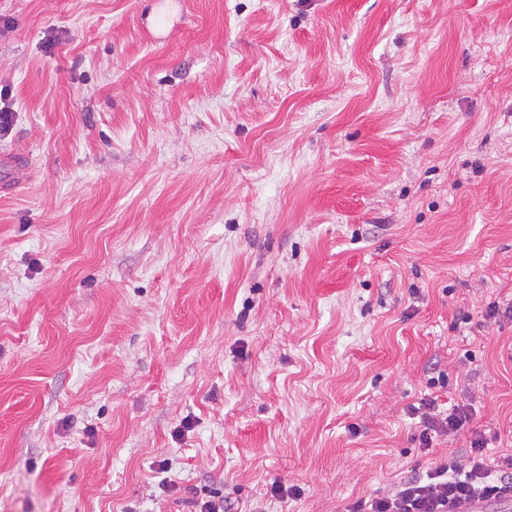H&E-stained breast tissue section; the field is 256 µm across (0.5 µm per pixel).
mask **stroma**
<instances>
[{
	"label": "stroma",
	"mask_w": 512,
	"mask_h": 512,
	"mask_svg": "<svg viewBox=\"0 0 512 512\" xmlns=\"http://www.w3.org/2000/svg\"><path fill=\"white\" fill-rule=\"evenodd\" d=\"M1 86L0 512H345L512 455V5L0 0ZM409 412L413 418H418V424L422 427L420 432L421 442L424 447H429L434 433L438 436L456 434L472 417V410L468 405H456L449 412L439 409L436 399H421L418 406H409Z\"/></svg>",
	"instance_id": "35a3bbf8"
}]
</instances>
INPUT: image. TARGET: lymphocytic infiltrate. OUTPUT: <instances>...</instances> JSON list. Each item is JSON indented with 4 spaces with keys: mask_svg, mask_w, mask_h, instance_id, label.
Here are the masks:
<instances>
[{
    "mask_svg": "<svg viewBox=\"0 0 512 512\" xmlns=\"http://www.w3.org/2000/svg\"><path fill=\"white\" fill-rule=\"evenodd\" d=\"M418 418L422 444L432 435L457 433L472 417L468 405L441 411L435 400L424 398L410 406ZM484 439L471 443L465 455L449 454L443 463L394 483L385 493L349 506L347 512H472L477 503L512 495V456L492 463L483 456Z\"/></svg>",
    "mask_w": 512,
    "mask_h": 512,
    "instance_id": "f902f5d3",
    "label": "lymphocytic infiltrate"
}]
</instances>
